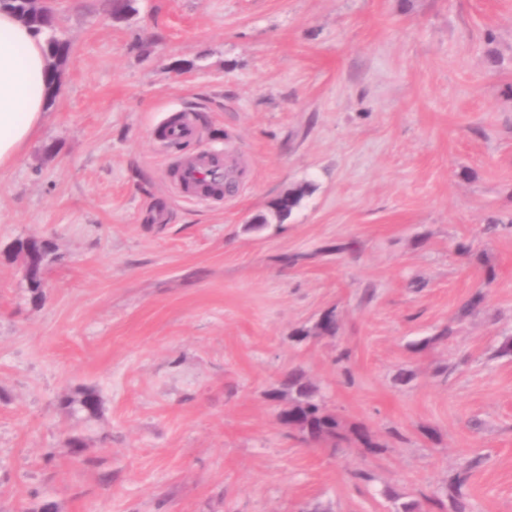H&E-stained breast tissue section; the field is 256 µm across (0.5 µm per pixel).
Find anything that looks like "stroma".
Returning <instances> with one entry per match:
<instances>
[{
	"label": "stroma",
	"instance_id": "obj_1",
	"mask_svg": "<svg viewBox=\"0 0 512 512\" xmlns=\"http://www.w3.org/2000/svg\"><path fill=\"white\" fill-rule=\"evenodd\" d=\"M135 8L59 0L71 56L0 172V512H452L463 469L512 512V0ZM204 149L243 168L223 201L175 188ZM293 369L381 451L280 424ZM197 133V126L190 112H182L178 118L163 122L160 131L161 139L166 143L194 138ZM339 329L336 315L330 311L325 313L316 323L313 330L299 329L295 332V337L299 340H305L310 336H334Z\"/></svg>",
	"mask_w": 512,
	"mask_h": 512
}]
</instances>
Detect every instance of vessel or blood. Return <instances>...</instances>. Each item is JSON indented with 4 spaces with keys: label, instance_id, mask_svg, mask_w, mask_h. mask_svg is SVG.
Here are the masks:
<instances>
[{
    "label": "vessel or blood",
    "instance_id": "1",
    "mask_svg": "<svg viewBox=\"0 0 512 512\" xmlns=\"http://www.w3.org/2000/svg\"><path fill=\"white\" fill-rule=\"evenodd\" d=\"M197 133L194 117L188 112L163 122L160 131L162 141L167 143L193 138ZM176 180L179 190L187 197L208 200L233 193L237 176L218 154L204 151L178 165Z\"/></svg>",
    "mask_w": 512,
    "mask_h": 512
}]
</instances>
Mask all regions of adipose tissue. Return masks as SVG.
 <instances>
[{
	"label": "adipose tissue",
	"mask_w": 512,
	"mask_h": 512,
	"mask_svg": "<svg viewBox=\"0 0 512 512\" xmlns=\"http://www.w3.org/2000/svg\"><path fill=\"white\" fill-rule=\"evenodd\" d=\"M48 67L43 39L9 11H0V170L45 118Z\"/></svg>",
	"instance_id": "1"
}]
</instances>
